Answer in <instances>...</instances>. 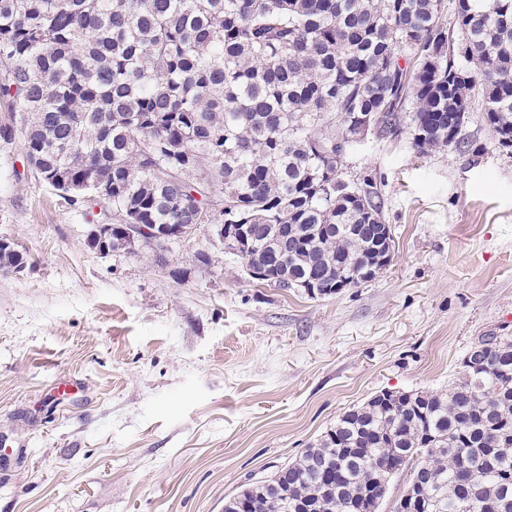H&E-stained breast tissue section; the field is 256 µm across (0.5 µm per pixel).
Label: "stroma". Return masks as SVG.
Masks as SVG:
<instances>
[{
  "label": "stroma",
  "instance_id": "stroma-1",
  "mask_svg": "<svg viewBox=\"0 0 512 512\" xmlns=\"http://www.w3.org/2000/svg\"><path fill=\"white\" fill-rule=\"evenodd\" d=\"M478 163L407 135L347 151L394 239L331 296L253 283L208 227L161 256H103L108 204L71 203L0 152V512H224L384 389L437 392L479 336L512 334V154L481 113ZM60 382L82 384L57 396Z\"/></svg>",
  "mask_w": 512,
  "mask_h": 512
}]
</instances>
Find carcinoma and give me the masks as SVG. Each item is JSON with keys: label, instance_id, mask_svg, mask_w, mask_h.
I'll use <instances>...</instances> for the list:
<instances>
[{"label": "carcinoma", "instance_id": "1", "mask_svg": "<svg viewBox=\"0 0 512 512\" xmlns=\"http://www.w3.org/2000/svg\"><path fill=\"white\" fill-rule=\"evenodd\" d=\"M0 0V149L16 139L72 203L112 224H248L247 266L272 284L336 293L365 268L383 219L371 180L339 158L365 112L378 139L473 159V106L512 149V0ZM223 200L211 199L212 189ZM27 265L0 249V270ZM482 350L444 394L396 391L346 411L224 512H378L393 460L411 471L394 512H512V336ZM474 468L460 481L461 459Z\"/></svg>", "mask_w": 512, "mask_h": 512}]
</instances>
